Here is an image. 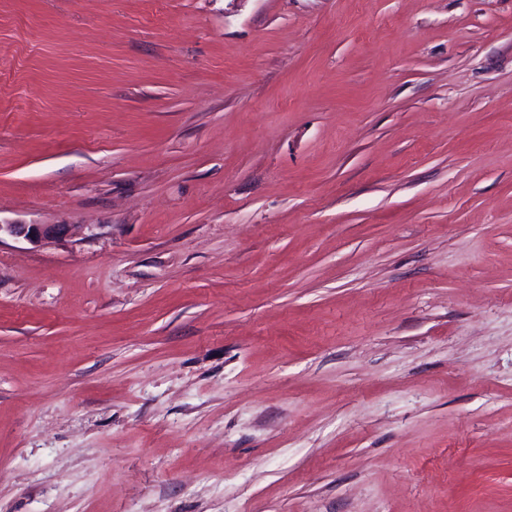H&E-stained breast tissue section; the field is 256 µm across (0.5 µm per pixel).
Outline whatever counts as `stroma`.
<instances>
[{
  "label": "stroma",
  "instance_id": "stroma-1",
  "mask_svg": "<svg viewBox=\"0 0 512 512\" xmlns=\"http://www.w3.org/2000/svg\"><path fill=\"white\" fill-rule=\"evenodd\" d=\"M0 512H512V0H0ZM68 233L67 224H0V239L7 236L35 246L46 240L63 239Z\"/></svg>",
  "mask_w": 512,
  "mask_h": 512
}]
</instances>
